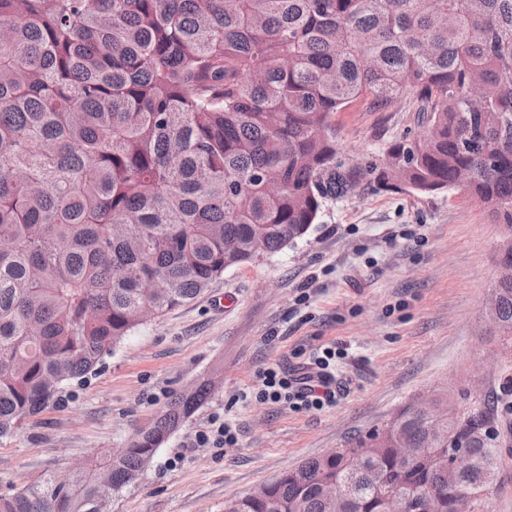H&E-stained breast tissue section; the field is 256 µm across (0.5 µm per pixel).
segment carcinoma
<instances>
[{"instance_id":"obj_1","label":"carcinoma","mask_w":512,"mask_h":512,"mask_svg":"<svg viewBox=\"0 0 512 512\" xmlns=\"http://www.w3.org/2000/svg\"><path fill=\"white\" fill-rule=\"evenodd\" d=\"M404 99L421 136L338 162L336 112ZM370 187L481 199L512 262V0H0V437L96 371L144 306L190 302ZM496 293L512 341V284ZM210 393H176L121 457L66 488L42 476L1 495L0 512H110L102 480L114 495L130 485ZM489 413L474 401L441 420L475 459L456 507L448 459L408 406L224 512H389L426 494L438 512H483L485 462H500Z\"/></svg>"}]
</instances>
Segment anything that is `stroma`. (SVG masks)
<instances>
[{
	"instance_id": "stroma-1",
	"label": "stroma",
	"mask_w": 512,
	"mask_h": 512,
	"mask_svg": "<svg viewBox=\"0 0 512 512\" xmlns=\"http://www.w3.org/2000/svg\"><path fill=\"white\" fill-rule=\"evenodd\" d=\"M332 121L348 162L422 131L405 103L379 112L360 101ZM502 235L456 191L328 202L306 236L146 321L95 373L64 385L54 406L0 437V495L127 447L172 393L208 380L207 400L111 512H224L225 501L439 393L458 411L479 399L494 408L501 464L484 512H512V347L492 336L485 314ZM326 348L338 353L334 404L295 411L259 399L260 370H298ZM216 412L237 428L236 444L191 448Z\"/></svg>"
}]
</instances>
